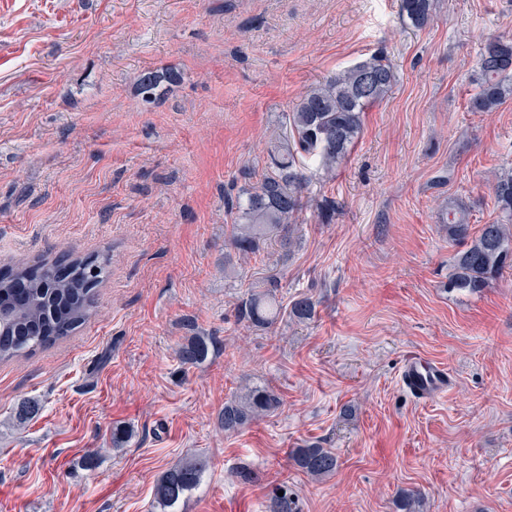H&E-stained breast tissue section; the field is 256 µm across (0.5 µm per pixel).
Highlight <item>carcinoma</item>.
Returning <instances> with one entry per match:
<instances>
[{
    "mask_svg": "<svg viewBox=\"0 0 512 512\" xmlns=\"http://www.w3.org/2000/svg\"><path fill=\"white\" fill-rule=\"evenodd\" d=\"M399 19L416 30L431 21L434 0H399ZM476 87L468 106L473 112H494L512 96V38L490 36L475 61ZM177 80L173 72H146L138 80L145 100L154 99L166 84ZM396 75L392 65L375 56L356 63L310 88L293 104L285 126L267 150L262 170L245 174L248 183L231 202L234 224L228 245L243 256L257 255L275 241L291 250L294 232L301 223L305 192L313 175L312 163L324 177L331 176L359 137L365 108L383 101ZM499 218L471 232L466 205L450 201L441 210L440 222L448 238L464 243L455 256L450 285L477 293L512 268V170L490 174ZM64 259L72 272L54 275L55 261L33 268L18 262L0 268V361H8L69 336L92 315L95 290L107 278L110 260L99 255ZM276 283L251 291L236 306L237 321L267 329L283 314L297 322L315 315L313 297L301 294L286 311L277 301ZM217 349L210 336H191L176 350V358L187 367L202 364ZM278 393L268 386L247 389L224 403V432H239L254 421L277 411ZM294 463L315 478L330 476L339 467V457L330 448L307 446L292 450ZM203 457H191L165 470L154 488L156 512H171L185 495L196 488L208 470ZM283 495L273 494L267 512H296L294 494L288 486Z\"/></svg>",
    "mask_w": 512,
    "mask_h": 512,
    "instance_id": "obj_1",
    "label": "carcinoma"
}]
</instances>
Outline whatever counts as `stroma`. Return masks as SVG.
<instances>
[{
    "label": "stroma",
    "instance_id": "35a3bbf8",
    "mask_svg": "<svg viewBox=\"0 0 512 512\" xmlns=\"http://www.w3.org/2000/svg\"><path fill=\"white\" fill-rule=\"evenodd\" d=\"M435 4L411 31L398 0H0V265L112 257L87 324L0 362V512H154L161 474L198 455L210 467L174 512H265L284 483L298 512H400L408 491L419 512H512V272L449 290L458 246L439 224L455 197L472 227L497 217L512 99L467 101L512 0ZM375 54L396 83L313 181L299 248L225 264L227 201L284 113ZM165 70L179 82L143 100L139 76ZM271 276L283 302L312 294L313 320L238 323ZM195 330L221 349L186 370L174 351ZM410 355L447 366V396L400 387ZM256 384L282 407L224 433L225 401ZM27 398L40 410L15 425ZM119 425L133 436L116 448ZM312 443L336 450L334 475L294 465Z\"/></svg>",
    "mask_w": 512,
    "mask_h": 512
}]
</instances>
